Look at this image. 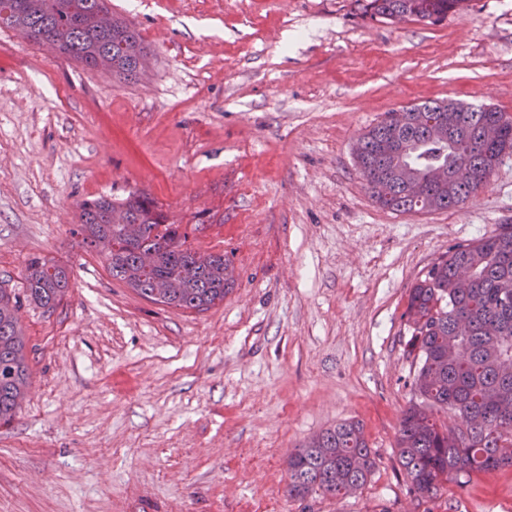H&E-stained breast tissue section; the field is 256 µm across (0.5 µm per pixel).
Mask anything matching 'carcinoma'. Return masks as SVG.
Wrapping results in <instances>:
<instances>
[{"mask_svg": "<svg viewBox=\"0 0 512 512\" xmlns=\"http://www.w3.org/2000/svg\"><path fill=\"white\" fill-rule=\"evenodd\" d=\"M362 17L377 23L425 21L437 24L462 14L473 0H356ZM108 0H0V25L28 27L52 39L59 53L123 82L148 70L151 51L131 23L112 14V29L83 26ZM506 119L501 139L480 140L484 123ZM442 120L456 139L431 135L428 124ZM396 132L410 146L404 159H386L378 145ZM357 166L366 177L387 171L394 180L379 207L397 213L447 211L476 195L501 157L512 152V118L489 106L433 100L384 113L361 137ZM461 162L472 181L437 183L434 170ZM82 243L105 262L112 278L141 296L179 309L204 311L224 300L228 280L222 253L201 254L154 199L135 190L124 197L99 196L78 204ZM512 281V231L449 248L410 291L404 317L410 337L405 353L416 370L413 398L403 414L396 453L410 491L432 498L453 478L512 467V298L500 292ZM70 288L68 268L40 256L25 266L26 298L52 309ZM20 296L0 286V422L16 414L31 374L26 340L18 324ZM440 412L460 418L454 426ZM376 460L363 427L343 422L312 436L288 456V492L304 500L316 493L347 496L361 489Z\"/></svg>", "mask_w": 512, "mask_h": 512, "instance_id": "cac0c4a2", "label": "carcinoma"}]
</instances>
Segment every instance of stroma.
<instances>
[{
    "mask_svg": "<svg viewBox=\"0 0 512 512\" xmlns=\"http://www.w3.org/2000/svg\"><path fill=\"white\" fill-rule=\"evenodd\" d=\"M153 52L120 83L0 28V283L33 256L71 288L23 302L31 385L0 424V512H512V469L417 498L395 454L411 288L512 225V152L449 211L372 199L352 146L384 112L455 99L512 115V0L431 25L355 0H112ZM148 193L236 271L205 311L112 279L78 203ZM362 424L356 493L288 494L312 435Z\"/></svg>",
    "mask_w": 512,
    "mask_h": 512,
    "instance_id": "1",
    "label": "stroma"
}]
</instances>
